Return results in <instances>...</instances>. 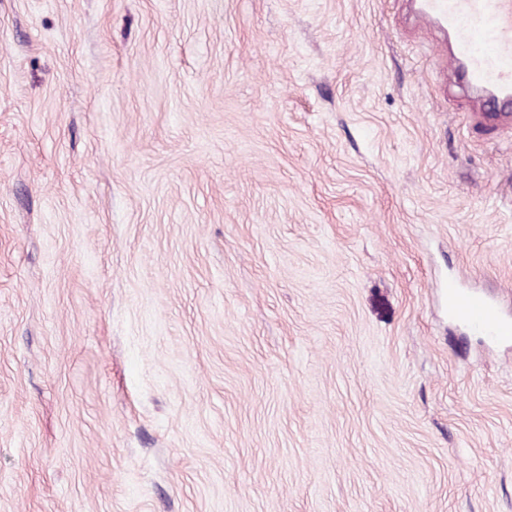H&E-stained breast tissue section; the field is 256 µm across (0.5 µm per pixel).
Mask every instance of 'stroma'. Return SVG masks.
I'll use <instances>...</instances> for the list:
<instances>
[{
    "label": "stroma",
    "mask_w": 512,
    "mask_h": 512,
    "mask_svg": "<svg viewBox=\"0 0 512 512\" xmlns=\"http://www.w3.org/2000/svg\"><path fill=\"white\" fill-rule=\"evenodd\" d=\"M408 0H0V512H512V130ZM444 295L456 317L473 328L487 331L493 340L512 341V319L495 302L481 294L461 291L452 280H448Z\"/></svg>",
    "instance_id": "1"
}]
</instances>
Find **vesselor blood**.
I'll return each instance as SVG.
<instances>
[{
	"label": "vessel or blood",
	"mask_w": 512,
	"mask_h": 512,
	"mask_svg": "<svg viewBox=\"0 0 512 512\" xmlns=\"http://www.w3.org/2000/svg\"><path fill=\"white\" fill-rule=\"evenodd\" d=\"M416 21L444 34L454 60L456 84L483 93V125L504 128V106L512 105V0H411ZM454 315L493 340L512 341V318L486 296L444 291Z\"/></svg>",
	"instance_id": "vessel-or-blood-1"
}]
</instances>
